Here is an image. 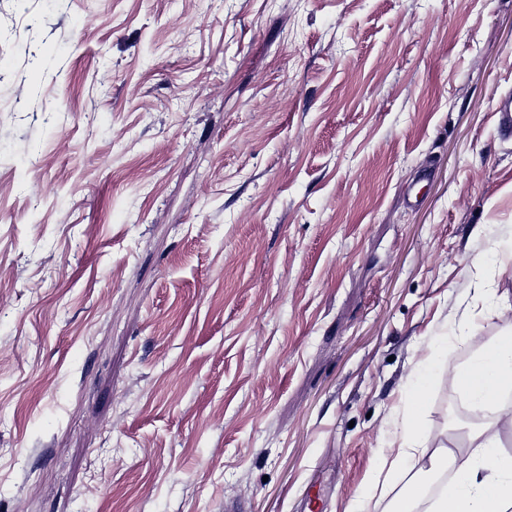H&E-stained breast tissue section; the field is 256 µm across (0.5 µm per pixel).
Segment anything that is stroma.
Returning a JSON list of instances; mask_svg holds the SVG:
<instances>
[{
    "mask_svg": "<svg viewBox=\"0 0 512 512\" xmlns=\"http://www.w3.org/2000/svg\"><path fill=\"white\" fill-rule=\"evenodd\" d=\"M512 0H0V512H389L512 331ZM440 368V360L436 348L412 375L408 389V400L413 406V415L404 420L401 432L406 447L398 448V452L390 461V469L399 472L407 461L415 460L419 464L418 476L411 479L395 497L394 512H413L421 505L426 497L427 485L441 472H446L448 466L454 467L456 458L448 457V450L428 454L424 448L425 429L420 424L422 411L426 406V397L432 384L433 374ZM404 505L407 508L403 507Z\"/></svg>",
    "mask_w": 512,
    "mask_h": 512,
    "instance_id": "35a3bbf8",
    "label": "stroma"
}]
</instances>
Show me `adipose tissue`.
Here are the masks:
<instances>
[{
    "mask_svg": "<svg viewBox=\"0 0 512 512\" xmlns=\"http://www.w3.org/2000/svg\"><path fill=\"white\" fill-rule=\"evenodd\" d=\"M469 341L473 356L454 369V382L474 404H495L504 392L512 390V333L486 343L480 341L478 331L473 330ZM439 367L440 360L433 352L412 375L408 400L413 406V415L402 423L404 445L391 460L390 468L400 471L407 461L413 460L419 469L417 477L397 494L393 512H415L421 504L426 505L427 512H506L507 506L512 504V459H505L500 451L494 426L470 430L473 452L461 463L447 451L431 454L423 446L425 430L420 416L426 406L432 377ZM451 466L455 467L457 477L448 493L434 502H426L428 484Z\"/></svg>",
    "mask_w": 512,
    "mask_h": 512,
    "instance_id": "1",
    "label": "adipose tissue"
}]
</instances>
